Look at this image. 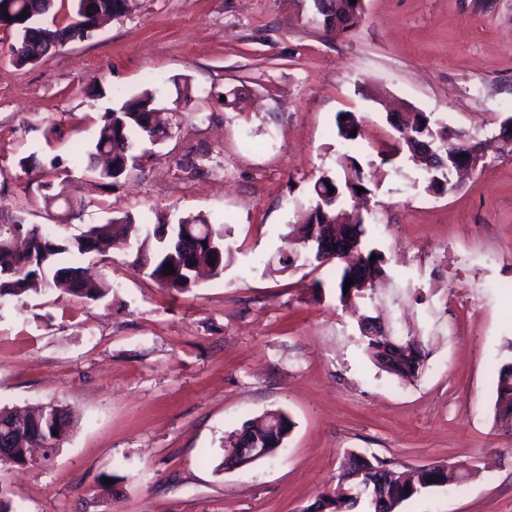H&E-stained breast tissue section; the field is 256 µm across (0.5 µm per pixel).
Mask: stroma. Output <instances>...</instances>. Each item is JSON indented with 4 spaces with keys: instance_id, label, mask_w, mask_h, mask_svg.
<instances>
[{
    "instance_id": "1",
    "label": "stroma",
    "mask_w": 512,
    "mask_h": 512,
    "mask_svg": "<svg viewBox=\"0 0 512 512\" xmlns=\"http://www.w3.org/2000/svg\"><path fill=\"white\" fill-rule=\"evenodd\" d=\"M14 40L0 29V224L41 212L43 182L68 173L87 201L68 233L200 214L230 246L220 277L182 293L117 248L79 261L111 283L105 300H0V406L60 401L78 420L48 466L0 465L17 512H306L352 451L405 470L479 467L398 512H512V431L493 425L512 339V150L498 141L512 0H365L342 33L313 0H128L37 64L11 61ZM146 89L156 109H179V130L122 186L81 183L75 144ZM406 104L483 142L481 169L441 193L405 157L382 163L387 111ZM340 112L362 119L356 147L337 134ZM346 153L378 171L362 218L386 270L352 311L334 264L279 262L314 181ZM362 313L420 342L417 379L368 358ZM276 409L295 423L284 448L221 469L226 436Z\"/></svg>"
}]
</instances>
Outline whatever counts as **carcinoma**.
<instances>
[{
    "instance_id": "cac0c4a2",
    "label": "carcinoma",
    "mask_w": 512,
    "mask_h": 512,
    "mask_svg": "<svg viewBox=\"0 0 512 512\" xmlns=\"http://www.w3.org/2000/svg\"><path fill=\"white\" fill-rule=\"evenodd\" d=\"M56 0H13V7L21 12L28 9L34 15L28 17V40L31 48L15 57L19 65H32L39 56L48 52L54 41L67 31V27L49 28L41 26L37 20L55 8ZM155 96L152 90L145 89L139 95L126 100L121 107L103 114L98 136L88 151L89 163L85 167L86 183L92 186L105 185L118 187L126 180L128 173L139 166L138 159L143 154L137 152L134 138L150 136L148 125L153 114ZM347 119H342V116ZM338 134L349 143L358 137L350 132L361 130V119L354 112L336 115ZM102 152H110L115 157H125L126 163L116 166L98 167L96 159ZM340 170L323 172L312 186V207L324 208L325 212L336 215L338 202L324 200L331 195L329 187L339 192V197L350 193L352 185L349 174H354L356 186L370 191L369 180L364 175L358 160L350 155L339 163ZM45 188V224L28 223L22 217L9 224H0V234L17 239V244L0 247V299L20 297L38 282L61 294L87 299L93 302L107 298L112 286L105 281H93L84 277V270L77 265V259L91 252L105 253L121 245L135 244V262L156 283L176 292H184L195 286L196 270L209 268L215 276L224 271V237L226 230L222 224H212L198 214L182 218L176 224L158 223L153 226L138 224L131 215L113 216L102 224H93L79 234L63 235L59 232L65 218L53 211L54 205L62 201L66 208H72L71 180L67 177L59 181H49ZM310 224H304L291 231L294 244L299 249L286 257L291 264L303 256L310 262L323 265L319 249L308 243ZM375 260H370L371 256ZM357 260L370 269V274L384 273L383 256L377 251L360 248ZM172 264L174 273L165 274L164 265ZM367 354L387 372L402 379L415 378L422 372V348H409L391 363L381 360V340L377 336L362 334ZM494 422L499 428L512 429V360L504 362L499 370L494 404ZM74 428L73 420L66 406L50 402L34 414L20 415L12 407H0V448H51L59 452L67 435ZM294 428L291 417L282 410L269 411L259 419L248 422L241 429L230 433L227 444L238 446L239 439L253 437H273L274 447L267 449L273 456ZM349 454L342 466L337 484L336 497H321L310 505L317 512H347L360 504H365L371 512H393L403 502L420 495L424 491L461 483L472 479L477 471L450 472L445 464H434L415 478V486L407 489L397 483L394 473L397 464L373 458L372 468L358 474Z\"/></svg>"
}]
</instances>
